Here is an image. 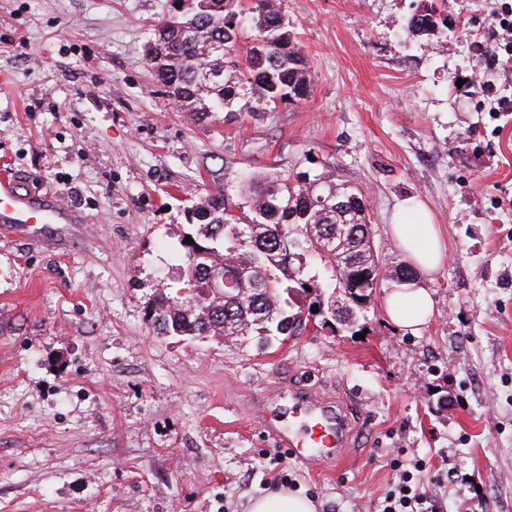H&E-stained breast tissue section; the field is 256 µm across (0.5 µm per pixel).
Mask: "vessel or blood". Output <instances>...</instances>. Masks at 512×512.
<instances>
[{
	"mask_svg": "<svg viewBox=\"0 0 512 512\" xmlns=\"http://www.w3.org/2000/svg\"><path fill=\"white\" fill-rule=\"evenodd\" d=\"M83 218L55 194L21 192L14 175L0 176V223L31 233L39 224H79ZM294 418L288 426L268 425L267 432L289 461L307 464L320 458L343 460L348 452L349 421L344 407L316 399L300 387L288 390Z\"/></svg>",
	"mask_w": 512,
	"mask_h": 512,
	"instance_id": "obj_1",
	"label": "vessel or blood"
}]
</instances>
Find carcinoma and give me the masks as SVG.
I'll return each instance as SVG.
<instances>
[{
	"mask_svg": "<svg viewBox=\"0 0 512 512\" xmlns=\"http://www.w3.org/2000/svg\"><path fill=\"white\" fill-rule=\"evenodd\" d=\"M437 24L431 5L410 17L407 30L420 36ZM213 42L223 43V54L211 53L207 44ZM153 44L146 61L155 79L190 112H272L309 92L305 57L276 0H252L248 8L240 0H196L191 12L159 24ZM215 69L223 71L222 83L201 79ZM248 193L253 217L247 224L238 223L233 204L220 191L196 208L199 237L184 243L188 299L207 294L217 268L224 272V295L194 310L159 291L152 315L159 331L265 346L274 338L300 335L308 324L302 311L324 308L345 279L370 272L398 282L414 278L408 266L384 268L364 193L332 175L293 181L269 172L253 179ZM334 194L346 200L335 210L325 205ZM318 224L327 232L346 230V260L320 254ZM290 251L306 255V265L288 262Z\"/></svg>",
	"mask_w": 512,
	"mask_h": 512,
	"instance_id": "1",
	"label": "carcinoma"
}]
</instances>
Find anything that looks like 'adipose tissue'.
Listing matches in <instances>:
<instances>
[{"label":"adipose tissue","instance_id":"obj_1","mask_svg":"<svg viewBox=\"0 0 512 512\" xmlns=\"http://www.w3.org/2000/svg\"><path fill=\"white\" fill-rule=\"evenodd\" d=\"M391 232L413 266L427 273L440 267L445 253L438 229L419 202L412 199L405 202L401 208V218L392 224ZM385 309L391 321L415 332L429 321L432 299L427 289L412 286L389 295Z\"/></svg>","mask_w":512,"mask_h":512}]
</instances>
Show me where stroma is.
Wrapping results in <instances>:
<instances>
[{"label":"stroma","instance_id":"35a3bbf8","mask_svg":"<svg viewBox=\"0 0 512 512\" xmlns=\"http://www.w3.org/2000/svg\"><path fill=\"white\" fill-rule=\"evenodd\" d=\"M174 0H0V174L83 224L54 248L0 231V512H247L284 488L317 512H379L421 459L440 512H512V69L494 0H276L311 86L274 112L200 117L162 93L147 44ZM432 3L433 34L407 21ZM275 171L361 189L386 267L421 201L446 259L412 334L384 280L356 329L265 350L161 334L192 207ZM304 386L345 405L343 462L286 461L264 406ZM475 486H468V479Z\"/></svg>","mask_w":512,"mask_h":512}]
</instances>
